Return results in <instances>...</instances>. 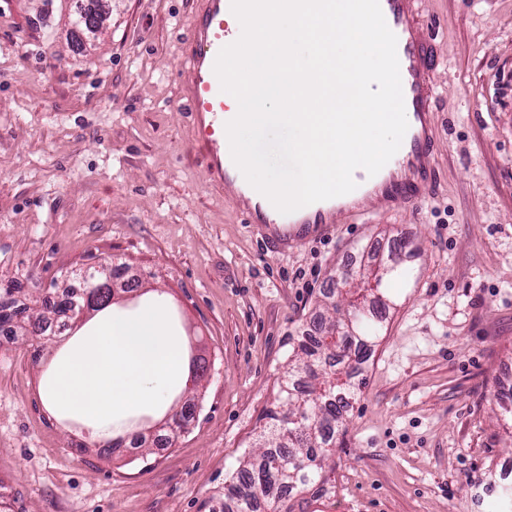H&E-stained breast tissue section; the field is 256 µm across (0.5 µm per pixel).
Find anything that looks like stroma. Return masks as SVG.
Returning <instances> with one entry per match:
<instances>
[{"instance_id": "obj_1", "label": "stroma", "mask_w": 512, "mask_h": 512, "mask_svg": "<svg viewBox=\"0 0 512 512\" xmlns=\"http://www.w3.org/2000/svg\"><path fill=\"white\" fill-rule=\"evenodd\" d=\"M439 56L435 187L418 209L339 224L293 250L265 247L209 172L179 53L189 0H111L72 38L75 0H0V288L30 312L71 271L137 278L109 313L160 298L208 371L162 403L97 427L50 400L53 371L103 313L52 340L0 330V512H218L259 444L293 344L332 277L403 238L416 279L391 288L381 337L325 480L284 512H504L512 435V0H420ZM194 417L159 448L183 405ZM111 430L140 443L101 451Z\"/></svg>"}]
</instances>
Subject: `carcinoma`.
<instances>
[{
  "label": "carcinoma",
  "mask_w": 512,
  "mask_h": 512,
  "mask_svg": "<svg viewBox=\"0 0 512 512\" xmlns=\"http://www.w3.org/2000/svg\"><path fill=\"white\" fill-rule=\"evenodd\" d=\"M415 256L409 241L396 239L388 254L380 259L368 257L360 266L365 276L356 283L360 304L352 306L346 300L331 301L334 318L326 328L314 335L303 336L293 348L294 355L288 362L286 377L304 374L309 379L306 389L298 390L290 382L281 387L280 408L266 414L264 441L255 455L243 460L236 476L224 486V512H256L259 501H269L274 494L297 486H308L320 478L321 460L336 443V434L343 425L349 406L348 395L355 389L352 374L340 385H331L336 371L322 367V359L341 357L359 362L368 348L383 331L386 311L391 298L383 292L388 286L409 279L414 275L410 265ZM63 287L62 299H43L40 316L50 320L56 317L57 334L70 330L69 322L74 304L83 301L88 284L79 282ZM7 325L12 332L26 335L33 326L40 335L48 327L31 322L28 306L6 292L0 299V327ZM339 328V345L331 346L325 340L327 331Z\"/></svg>",
  "instance_id": "1"
}]
</instances>
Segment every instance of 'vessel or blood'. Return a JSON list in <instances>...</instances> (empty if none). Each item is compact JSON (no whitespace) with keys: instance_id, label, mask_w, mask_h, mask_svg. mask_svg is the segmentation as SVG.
Wrapping results in <instances>:
<instances>
[{"instance_id":"vessel-or-blood-1","label":"vessel or blood","mask_w":512,"mask_h":512,"mask_svg":"<svg viewBox=\"0 0 512 512\" xmlns=\"http://www.w3.org/2000/svg\"><path fill=\"white\" fill-rule=\"evenodd\" d=\"M193 4L192 32L180 46L189 69L182 105L192 118L211 171L234 191L238 212L245 223L257 229L263 242L284 250L328 235L339 220L354 222L391 212L401 204L416 209L426 202L433 184L437 143L433 103L438 62L424 32L418 0H380L386 23L397 37L408 120L400 149L375 176L355 173L353 192L290 214L280 213L246 181L224 146V119L231 110L224 103L214 63L219 51L241 33L231 0H193Z\"/></svg>"}]
</instances>
